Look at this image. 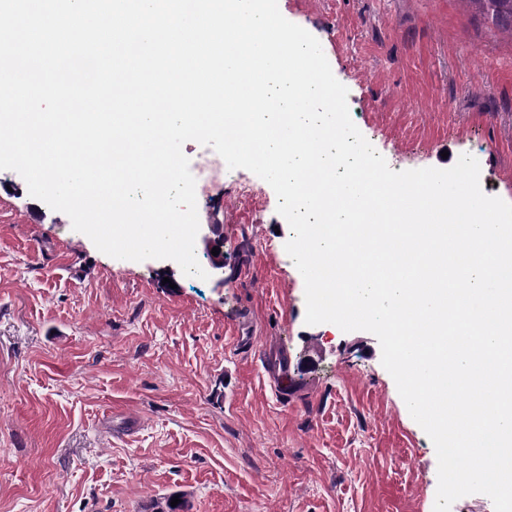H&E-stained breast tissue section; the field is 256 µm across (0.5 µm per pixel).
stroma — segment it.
Instances as JSON below:
<instances>
[{
  "label": "stroma",
  "mask_w": 512,
  "mask_h": 512,
  "mask_svg": "<svg viewBox=\"0 0 512 512\" xmlns=\"http://www.w3.org/2000/svg\"><path fill=\"white\" fill-rule=\"evenodd\" d=\"M392 170L512 203V34L471 0H281ZM198 199L222 279L99 251L0 170V512H434L433 442L370 332L305 322L273 188ZM249 323L252 344L236 326ZM288 357L279 395L266 358ZM206 229H202L201 231V241L204 243L205 247L211 254V263L210 268L212 271L213 276L217 277L218 280L222 279L221 274L223 273L224 268V250L222 247H220L217 243L216 239V225L214 224H206ZM214 247L220 248V253L217 256L212 255V249Z\"/></svg>",
  "instance_id": "1"
}]
</instances>
